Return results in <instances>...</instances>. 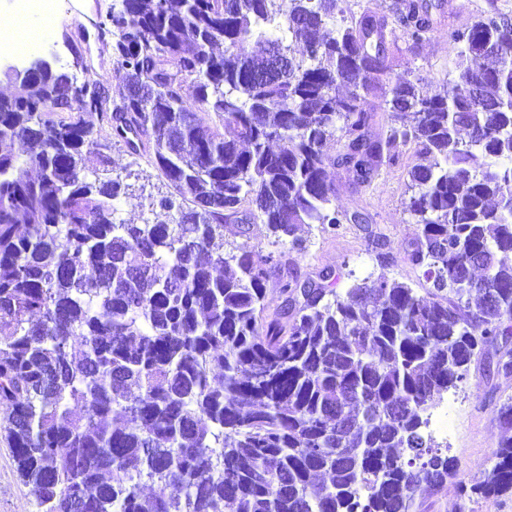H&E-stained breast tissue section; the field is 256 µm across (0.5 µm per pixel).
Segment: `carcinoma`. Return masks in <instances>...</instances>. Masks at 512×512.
Instances as JSON below:
<instances>
[{"instance_id":"carcinoma-1","label":"carcinoma","mask_w":512,"mask_h":512,"mask_svg":"<svg viewBox=\"0 0 512 512\" xmlns=\"http://www.w3.org/2000/svg\"><path fill=\"white\" fill-rule=\"evenodd\" d=\"M343 3L115 0L99 27L120 98L48 65L5 73L0 431L38 512H411L457 476L422 414L512 336V27L489 0L448 29L456 74L430 95L392 59L429 38L433 0ZM397 142L415 146L405 253L429 288L339 294L323 271L271 307L282 258L225 252L224 225L295 246L303 224H365L332 206V171L368 185ZM114 144L167 180L177 223L113 221ZM497 419L463 492H512V402Z\"/></svg>"}]
</instances>
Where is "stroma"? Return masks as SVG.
Masks as SVG:
<instances>
[{"label":"stroma","instance_id":"35a3bbf8","mask_svg":"<svg viewBox=\"0 0 512 512\" xmlns=\"http://www.w3.org/2000/svg\"><path fill=\"white\" fill-rule=\"evenodd\" d=\"M436 11L435 28L422 46L396 54L394 70L410 79L421 78L429 93L437 94L446 86L454 69L457 49L448 41V30L463 27L476 20L486 10V0H440ZM56 26L43 28L40 53L53 70L77 77L108 80L113 95H120L123 81L113 65L108 63L104 48L91 54L75 52L68 40L71 27L84 26L95 31L106 15L112 0H57ZM393 153L400 161L382 167L375 180L366 187L353 184L350 172L334 171L336 209L360 211L368 215L365 224H342L335 232H325L320 225L307 224L299 232L304 241L302 249H293L290 241L273 242L267 237L263 224H254L248 233H241L238 225L224 227L226 242L248 244L263 253H287L288 268L274 275L266 284L268 296L274 304H281L283 284L291 276L314 278L324 270L334 271L338 277L335 289L345 292L353 280L368 276L385 277L423 288L426 282L422 271L407 259L404 249L415 240L419 225L405 210L410 196L408 169L416 161L414 149L396 144ZM112 174L130 180L127 194L114 200V220L122 224L156 223L166 214L159 205L170 190L157 171L145 158L130 154L126 148L113 146ZM496 348H488L470 366V383L461 390H449L447 402L455 424L454 435L448 440V455L453 458L457 480L437 493H427L415 503V512H512V494L500 496H463L459 481L480 477L492 465L494 451L501 437L497 421L500 405L512 397V374L497 372ZM0 512H35L34 498L29 486L19 478L4 439L0 438Z\"/></svg>","mask_w":512,"mask_h":512}]
</instances>
